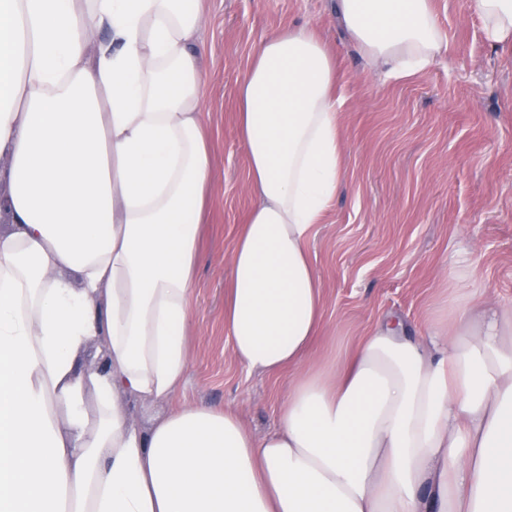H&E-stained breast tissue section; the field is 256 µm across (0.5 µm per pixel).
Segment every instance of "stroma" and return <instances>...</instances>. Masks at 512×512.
I'll return each mask as SVG.
<instances>
[{
    "label": "stroma",
    "instance_id": "35a3bbf8",
    "mask_svg": "<svg viewBox=\"0 0 512 512\" xmlns=\"http://www.w3.org/2000/svg\"><path fill=\"white\" fill-rule=\"evenodd\" d=\"M431 4L446 50L421 74L389 81L348 41L336 0H204L213 173L179 398L237 409L262 436L288 392L287 375L241 365L224 330L228 260L254 203L238 90L253 48L284 25H313L336 50L344 145L345 181L311 246L325 303L312 360L385 317L424 332L453 279L512 303V46L487 44L473 0Z\"/></svg>",
    "mask_w": 512,
    "mask_h": 512
}]
</instances>
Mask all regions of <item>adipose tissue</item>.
<instances>
[{"mask_svg": "<svg viewBox=\"0 0 512 512\" xmlns=\"http://www.w3.org/2000/svg\"><path fill=\"white\" fill-rule=\"evenodd\" d=\"M203 0H0V512H512V305L471 295L425 335L381 320L312 364L310 243L343 184L336 55L273 32L239 89L256 201L224 328L249 370L291 369L278 428L177 402L210 184ZM512 43V0H475ZM391 80L445 40L431 0H336ZM105 294L106 305L95 299ZM107 339V369L79 356ZM166 406L148 427L119 398Z\"/></svg>", "mask_w": 512, "mask_h": 512, "instance_id": "adipose-tissue-1", "label": "adipose tissue"}]
</instances>
